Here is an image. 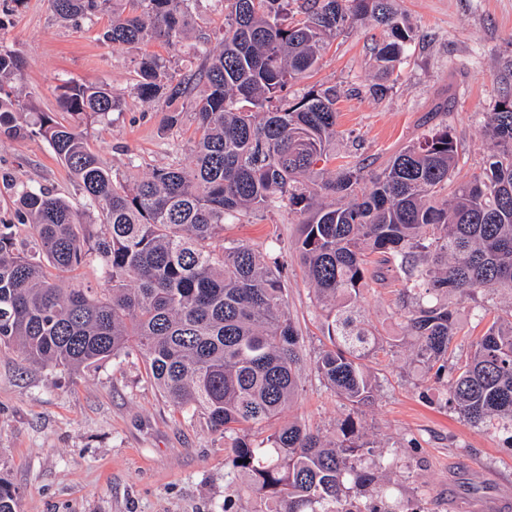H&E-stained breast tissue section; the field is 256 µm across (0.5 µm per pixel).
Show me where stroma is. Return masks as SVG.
Returning <instances> with one entry per match:
<instances>
[{
    "label": "stroma",
    "mask_w": 512,
    "mask_h": 512,
    "mask_svg": "<svg viewBox=\"0 0 512 512\" xmlns=\"http://www.w3.org/2000/svg\"><path fill=\"white\" fill-rule=\"evenodd\" d=\"M416 41L398 80L381 98L373 82L371 21L331 40L317 70L290 89L336 85L342 139L374 169L429 128H451L462 153L458 181L483 165L487 142L481 117L512 94V0H400ZM109 16L64 22L49 0H25L0 22V44L24 65L21 101L64 120L56 88L68 81L104 83L121 103L105 125L87 132L92 150L108 165L140 177L186 160L191 119L168 127L154 103L132 94L143 52L181 66L186 47L159 44L115 50L101 33ZM56 189L72 201L81 194L49 144L39 138L0 135V217L12 209L11 183ZM297 218L279 208L225 225V241L260 253L281 254L287 309L303 336L302 378L289 412L326 439L354 415L383 465L380 487L415 512H480L512 487V435L470 423L450 409L444 387L424 376L414 340L395 302L392 272L368 279L358 305L381 347L366 360L375 378L372 402L359 411L319 376L315 362L330 340L294 251ZM462 331L452 342L469 354L493 316L512 308V297L493 291L454 296ZM230 450L204 414L187 416L151 382L137 353L88 369H44L0 348V470L22 490L20 512H224L235 492L238 512H257L246 481L227 483Z\"/></svg>",
    "instance_id": "35a3bbf8"
}]
</instances>
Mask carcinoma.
<instances>
[{"label": "carcinoma", "mask_w": 512, "mask_h": 512, "mask_svg": "<svg viewBox=\"0 0 512 512\" xmlns=\"http://www.w3.org/2000/svg\"><path fill=\"white\" fill-rule=\"evenodd\" d=\"M198 0H50L70 21L112 15L114 49L184 39ZM224 36L198 37L189 73L145 53L132 93L167 108V124L193 114L187 161L130 180L91 149L84 128L120 102L106 86L67 82L69 116L32 112L14 92L18 55L0 45V133L40 137L83 194L82 208L42 187L14 184L13 217L0 219V346L43 368H88L139 352L147 373L188 415L202 412L230 439V482L244 476L275 512H411L356 502L370 487L373 443L354 417L330 442L285 419L299 387L300 334L286 311L284 264L232 243L212 248L224 224L286 208L323 311L331 347L317 370L356 410L374 390L363 360L378 337L357 307L374 265L396 273L398 306L417 361L434 372L454 409L475 425L512 431V312L493 316L475 350L451 358L460 333L456 294H512V95L487 113L482 173L453 180L458 145L432 127L377 171L351 160L335 169L340 93L288 87L313 73L327 39L373 19L389 31L374 48V97L403 63L413 29L398 0H215ZM95 263L104 287L64 284ZM19 488L0 472V512H19Z\"/></svg>", "instance_id": "cac0c4a2"}]
</instances>
